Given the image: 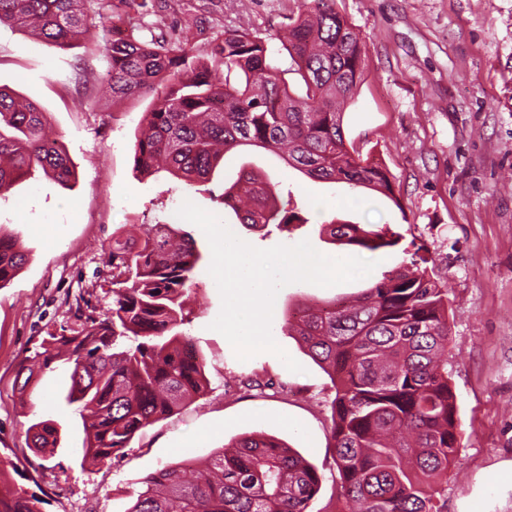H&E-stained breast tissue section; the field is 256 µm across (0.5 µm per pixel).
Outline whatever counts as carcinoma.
I'll return each mask as SVG.
<instances>
[{
    "mask_svg": "<svg viewBox=\"0 0 512 512\" xmlns=\"http://www.w3.org/2000/svg\"><path fill=\"white\" fill-rule=\"evenodd\" d=\"M138 0H0V26L30 31L64 48L92 27L111 24L102 84L112 97L153 94L134 143L136 171H165L189 187L208 182L224 155L251 146L319 182L365 188L399 205L388 172L347 147L343 105L364 79L366 46L336 10L308 0L289 17L282 45L305 95L293 96L286 71L257 32L233 26L213 43L219 74L185 50L173 29L149 41L113 23ZM40 170L61 184L75 176L46 115L33 101L0 89V197ZM224 206L253 228L286 229L288 213L267 178L244 170L224 189ZM137 236L112 238L111 315L48 334L21 363L25 390L34 363L70 365L67 403L79 405L87 444L83 460L104 464L149 424L200 396L206 378L183 326L185 298L200 260L194 243L166 224H142ZM331 241L357 253L399 247L391 224L331 221ZM26 261L16 240L0 236V287ZM415 250L352 302L303 305L290 328L331 377L332 439L347 512H442L438 480L456 457L455 395L448 383V289ZM28 447L57 442L52 420L32 423ZM317 470L297 451L262 434L243 436L206 464L181 460L142 481L128 512H307L320 487ZM43 499L22 485L0 488V512H42Z\"/></svg>",
    "mask_w": 512,
    "mask_h": 512,
    "instance_id": "cac0c4a2",
    "label": "carcinoma"
}]
</instances>
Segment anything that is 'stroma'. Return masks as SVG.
Here are the masks:
<instances>
[{
    "label": "stroma",
    "mask_w": 512,
    "mask_h": 512,
    "mask_svg": "<svg viewBox=\"0 0 512 512\" xmlns=\"http://www.w3.org/2000/svg\"><path fill=\"white\" fill-rule=\"evenodd\" d=\"M303 2L152 0L145 21L156 32L177 28L186 51L203 59L224 27L256 30L299 95L303 86L289 71L279 35ZM336 9L366 45L364 80L343 117L346 143L389 171L392 201L311 180L252 147L226 154L200 191L165 172L142 177L133 169V144L152 98L114 102L99 94L108 69L106 29L59 49L0 26V88L40 106L75 169L70 185L38 171L0 199V233L14 237L26 255L0 288V461L14 465L9 482H24L43 498V512H127L142 479L165 464L206 462L252 433L280 440L316 468L321 486L308 512L343 508L331 436L335 389L284 323L300 304L355 299L403 262V252L376 254V268L352 282H296L279 291L276 338L302 372L268 352L241 361L211 328L221 297L208 272L205 234L176 214L186 200L260 249L306 239L325 255L346 256L345 247L319 232L337 220L389 223L405 242L428 250L434 278L448 288V381L457 402L459 448L441 484L443 512H512V0H336ZM79 67L89 74L81 88ZM244 169L291 194L309 224L290 235L242 224L223 197ZM157 222L192 240L201 254L186 329L208 388L138 432L112 462L84 467L86 434L66 402V369L54 363L36 370L23 390L18 364L48 334L109 313L112 299L100 285L112 274L114 233L125 223ZM45 419L56 421L58 443L38 456L27 446L26 429Z\"/></svg>",
    "instance_id": "stroma-1"
}]
</instances>
